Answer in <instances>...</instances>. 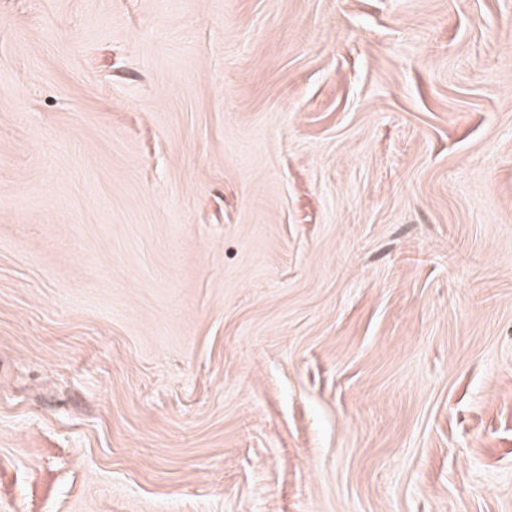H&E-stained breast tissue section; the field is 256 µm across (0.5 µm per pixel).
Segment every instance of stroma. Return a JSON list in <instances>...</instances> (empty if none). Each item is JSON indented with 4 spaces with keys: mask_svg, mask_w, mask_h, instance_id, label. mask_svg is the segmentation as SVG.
<instances>
[{
    "mask_svg": "<svg viewBox=\"0 0 512 512\" xmlns=\"http://www.w3.org/2000/svg\"><path fill=\"white\" fill-rule=\"evenodd\" d=\"M0 512H512V0H0Z\"/></svg>",
    "mask_w": 512,
    "mask_h": 512,
    "instance_id": "obj_1",
    "label": "stroma"
}]
</instances>
